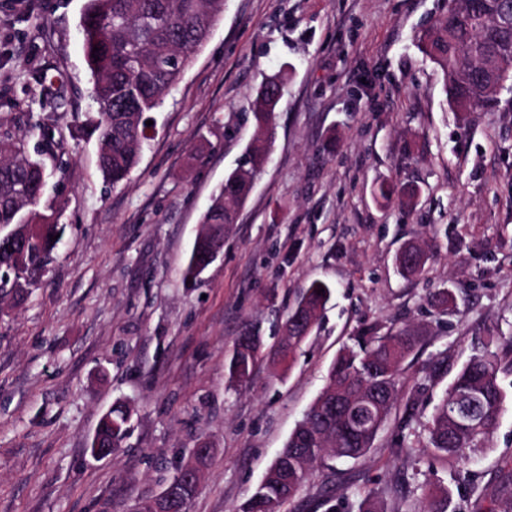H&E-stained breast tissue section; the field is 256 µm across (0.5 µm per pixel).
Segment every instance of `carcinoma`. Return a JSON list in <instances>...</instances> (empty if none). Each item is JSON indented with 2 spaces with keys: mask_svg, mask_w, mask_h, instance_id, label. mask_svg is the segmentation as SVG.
<instances>
[{
  "mask_svg": "<svg viewBox=\"0 0 512 512\" xmlns=\"http://www.w3.org/2000/svg\"><path fill=\"white\" fill-rule=\"evenodd\" d=\"M471 2L448 0L446 16L418 37L421 53L441 71L456 112L492 110L499 103L497 90L512 89V72L502 71L504 57L512 54V0H478L476 9ZM223 13L224 0H88L80 31L99 112L87 129H71L69 137L74 140L86 130L95 136L99 166L107 181L114 185L125 181L138 165L144 139L139 113L162 103ZM95 47L99 48L96 53ZM284 87L280 73L262 85L254 112L261 134L249 147L244 164L226 176L202 215L184 269L185 279L192 283L199 281L212 263L213 252L224 244L228 226L236 223L237 211L268 157L273 118ZM13 121L30 131L39 130L48 149L63 145L64 137L45 130L42 118L32 112ZM45 180L44 165L31 154L26 137L17 136L0 116V230L20 241L16 255L0 253L1 300L19 302L28 296L51 265L64 236L60 211L40 206L36 189ZM321 288L324 292L317 293ZM330 296L326 282L313 281L285 323L307 311L318 318ZM306 339L301 329L289 332L282 355L294 356ZM422 343L418 332L400 330L341 352L326 384L240 512H253L259 500L268 504L269 512H284L314 463L327 455L350 460L365 456L396 397L403 362ZM259 355L256 349L234 347L228 381L247 383ZM511 372L512 360L503 361L495 350L486 347L473 355L434 408L424 453L452 467L468 452H483L508 399L500 375ZM127 412L128 405L122 401L105 411L90 448L109 455L121 447L128 430ZM165 489L178 502V512H187L194 486L177 472Z\"/></svg>",
  "mask_w": 512,
  "mask_h": 512,
  "instance_id": "obj_1",
  "label": "carcinoma"
}]
</instances>
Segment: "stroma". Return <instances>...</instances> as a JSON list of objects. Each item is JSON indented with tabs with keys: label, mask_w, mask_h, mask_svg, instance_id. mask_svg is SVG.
<instances>
[{
	"label": "stroma",
	"mask_w": 512,
	"mask_h": 512,
	"mask_svg": "<svg viewBox=\"0 0 512 512\" xmlns=\"http://www.w3.org/2000/svg\"><path fill=\"white\" fill-rule=\"evenodd\" d=\"M87 0H0V114L34 112L54 131L83 125L91 96L79 23ZM447 0H224V13L151 114L140 160L112 185L95 139L40 156L42 207L66 231L21 303L0 301V512H134L190 448L213 453L189 512H237L261 483L358 334L423 331L384 428L359 460L315 464L286 512H478L512 473V398L486 450L448 469L399 451L423 444L454 375L512 334V93L495 111L452 112L416 36ZM38 69L43 86L26 82ZM282 72L270 159L224 251L189 287L199 216L258 134L265 78ZM390 185L411 204L384 199ZM423 273L399 275L404 247ZM315 280L332 296L293 361L263 358L230 385L238 336L265 348ZM455 302L440 311V292ZM118 400L135 410L112 456L87 444Z\"/></svg>",
	"instance_id": "1"
}]
</instances>
